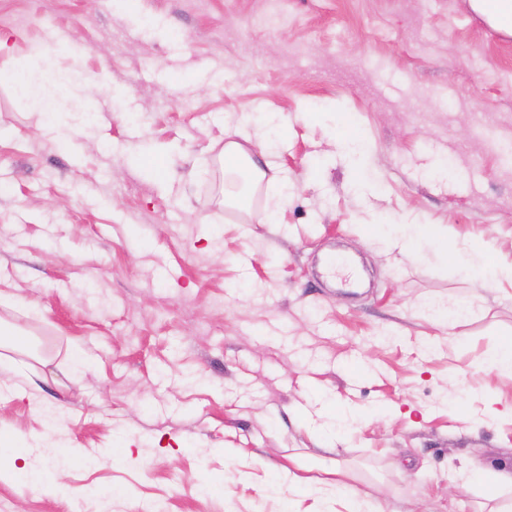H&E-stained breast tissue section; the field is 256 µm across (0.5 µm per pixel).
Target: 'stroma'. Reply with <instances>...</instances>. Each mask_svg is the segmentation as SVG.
Here are the masks:
<instances>
[{"label":"stroma","mask_w":512,"mask_h":512,"mask_svg":"<svg viewBox=\"0 0 512 512\" xmlns=\"http://www.w3.org/2000/svg\"><path fill=\"white\" fill-rule=\"evenodd\" d=\"M0 35V320L33 341L0 344L25 368L0 370V440L64 472L0 456V512H347L302 490L339 472L385 512H491L512 34L470 0H0ZM243 112L293 189L270 222L269 185L222 203ZM344 405L366 416L339 440ZM6 448L9 451L10 468L13 475L20 481L40 485L57 483V477H48L42 469L33 467L28 461V453L23 445Z\"/></svg>","instance_id":"1"}]
</instances>
